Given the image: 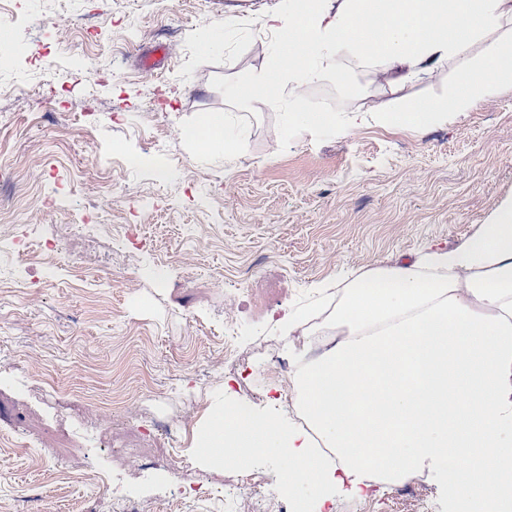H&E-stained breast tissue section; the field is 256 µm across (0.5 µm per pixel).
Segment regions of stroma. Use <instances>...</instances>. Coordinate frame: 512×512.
Returning <instances> with one entry per match:
<instances>
[{
	"instance_id": "stroma-1",
	"label": "stroma",
	"mask_w": 512,
	"mask_h": 512,
	"mask_svg": "<svg viewBox=\"0 0 512 512\" xmlns=\"http://www.w3.org/2000/svg\"><path fill=\"white\" fill-rule=\"evenodd\" d=\"M283 0H0V195L32 246L100 216L108 234L73 231L65 263L29 273L0 240V512H225L244 473L278 490L286 461L216 468L194 428L224 400V357L250 352L241 403L287 414L260 339L344 273L455 247L512 197V85L443 125L371 121L339 134L288 132L282 111L230 90L264 55V22ZM235 24L225 27V16ZM171 49L154 76L145 56ZM95 62L89 79L83 62ZM453 68L391 92L354 72L312 86L344 117L399 96L435 97ZM233 113L232 158L184 140L201 117ZM154 144L178 173L131 164ZM146 406L170 432L127 420ZM211 485L209 497L185 487ZM333 512H445L435 486L337 496Z\"/></svg>"
}]
</instances>
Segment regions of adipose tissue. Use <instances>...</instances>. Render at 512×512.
<instances>
[{
  "mask_svg": "<svg viewBox=\"0 0 512 512\" xmlns=\"http://www.w3.org/2000/svg\"><path fill=\"white\" fill-rule=\"evenodd\" d=\"M265 25L275 45L232 93L286 108L295 129L444 123L512 82V0H288ZM451 63L445 94L395 112L340 120L307 104L311 84L343 82L352 67L400 88ZM181 135L228 157L243 147L226 113ZM278 329L326 339L319 357L294 350L295 417L214 407L196 436L202 459L244 469L277 452L289 461L283 491L312 483L324 504L424 475L448 512H512V198L462 246L352 272L336 304L285 315Z\"/></svg>",
  "mask_w": 512,
  "mask_h": 512,
  "instance_id": "1",
  "label": "adipose tissue"
}]
</instances>
